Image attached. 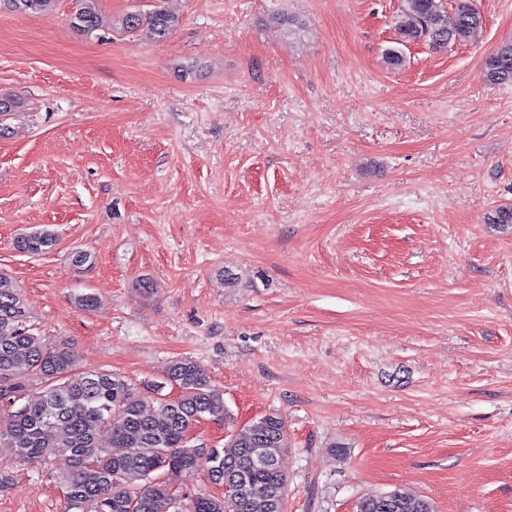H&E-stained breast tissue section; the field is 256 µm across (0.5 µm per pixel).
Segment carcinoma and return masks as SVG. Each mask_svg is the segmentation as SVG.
<instances>
[{"instance_id":"obj_1","label":"carcinoma","mask_w":512,"mask_h":512,"mask_svg":"<svg viewBox=\"0 0 512 512\" xmlns=\"http://www.w3.org/2000/svg\"><path fill=\"white\" fill-rule=\"evenodd\" d=\"M11 9L49 14L56 0H3ZM99 0H73L71 26L82 33L102 27ZM149 11L123 16L124 30L151 42L169 38L179 19L153 0ZM402 0L395 19L400 44L424 41L435 52L470 41L482 28L481 13L472 0ZM485 80L512 83V43H504L484 65ZM56 244L48 229L21 234L15 247L40 254ZM179 390L163 397L152 411L122 376L108 371L84 372L79 354L66 338L48 340L34 331L21 289L0 271V413L10 430L0 433L21 461L49 462L62 457L65 512H176V498L163 478L167 471L196 469L207 483L222 486L244 482L237 499L217 498L206 489L191 495L189 512H281L287 476L281 468L286 425L270 413L232 435L222 448L193 444L189 435L201 419H227L224 393L211 383L205 368L190 359L177 360L165 371ZM41 384L34 399H25L32 383ZM110 431L102 447L98 431ZM394 512H434L432 503L396 492Z\"/></svg>"}]
</instances>
